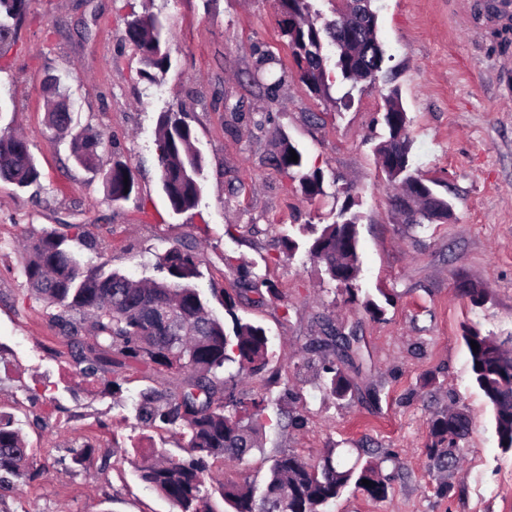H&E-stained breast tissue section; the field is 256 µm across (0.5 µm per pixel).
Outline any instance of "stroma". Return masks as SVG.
<instances>
[{"mask_svg": "<svg viewBox=\"0 0 512 512\" xmlns=\"http://www.w3.org/2000/svg\"><path fill=\"white\" fill-rule=\"evenodd\" d=\"M388 61L375 83L337 108L300 81L280 34L276 0H29L15 46L0 59V125L30 142L41 176L20 188L0 181V410L15 414L43 471L0 495V512H171L138 476L140 458L187 457L179 435L143 432L135 415L149 385L176 391L179 374L112 366L122 385L77 373V346L62 336L23 275V246L60 224L81 225L96 249L78 247L82 262L105 257L111 269L156 277L155 256L184 242L204 253L198 286L223 313L221 294L236 279L225 258L274 282L279 300L240 301L238 313L262 325L274 359L242 375L247 400L287 396L303 426L276 424L244 463H216L212 475L262 480L272 457L295 452L316 459L336 446L346 462L372 454L391 479L382 502L347 489L331 512H512V451L498 446L492 410L473 386L463 329L512 333V77L496 68L500 23L468 16L464 0H374ZM163 17L172 65L148 80V65L125 39L131 14ZM276 59L261 64L253 47ZM57 78L77 127L102 135L99 168L77 166L69 139L47 126L46 83ZM279 82L276 94L265 86ZM398 88L413 141L411 159L440 181L452 204L447 220L402 223L395 187L375 147L385 134L384 99ZM187 115L206 160L198 206L177 214L159 184V112ZM324 174V193L306 199L271 163L280 138ZM130 168L137 197L108 200L102 173L114 161ZM359 211L360 288L394 296L384 316L348 301L305 251L285 257L281 235L301 224H330L345 205ZM484 292L474 305L461 290ZM356 331L362 372L355 395L335 404L316 385L320 362L310 352L323 322ZM470 421L461 460L439 493L440 474L426 445L431 419L448 408ZM149 434V446L136 442ZM91 445L109 455L107 469L71 468L73 450Z\"/></svg>", "mask_w": 512, "mask_h": 512, "instance_id": "35a3bbf8", "label": "stroma"}]
</instances>
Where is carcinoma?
Wrapping results in <instances>:
<instances>
[{
  "label": "carcinoma",
  "mask_w": 512,
  "mask_h": 512,
  "mask_svg": "<svg viewBox=\"0 0 512 512\" xmlns=\"http://www.w3.org/2000/svg\"><path fill=\"white\" fill-rule=\"evenodd\" d=\"M27 2L0 0V57L17 41ZM372 2L349 0L347 19L339 16L321 28L308 21L312 0H278L281 37L291 49L300 80L312 94L343 106L351 101L349 91L333 97L323 56L324 43L335 44L340 33L367 43L356 47L351 56L336 54L335 69L342 80L354 88L362 81L374 82L382 72L385 52L377 37ZM126 37L138 47L147 65L161 73L171 66L166 27L159 16L131 15L126 21ZM63 106L60 101L56 110L48 113L49 127L58 132L74 131L75 162L88 170L97 169L101 134L90 128L74 130L71 112L59 111ZM383 121L387 130L384 141L394 143L400 155L397 167L386 172L388 182L418 184L425 203L430 198L436 202L445 199L436 189V181L423 179L411 167L408 117L396 89L386 96ZM292 150L298 156L295 162L290 160ZM156 151L161 190L173 212L196 208L205 158L194 145V132L184 113H159ZM272 163L298 182L306 198L324 194L323 172L307 168L303 153L289 140H281ZM39 178L29 141L9 126L0 128V180L24 188ZM103 183L107 198L114 203L129 200L135 191L128 166L119 160L104 173ZM359 221L360 216L346 206L334 223L307 239L283 235L282 253L291 257L305 248L338 290L354 299L361 272ZM67 228L74 235L52 230L29 242L23 265L26 283L61 335L77 344L90 336L88 351L77 358L83 378L96 379L107 365L126 363L156 371L173 369L182 375L173 394L158 388L142 391L136 410L142 427L175 431L189 448L186 458L167 457L139 468V478L166 499L174 512H215L211 501L216 493L224 501L225 512H329L351 486L374 501L388 498L391 484L377 462L359 458L348 467L334 447L324 449L314 462L296 453L276 455L261 483H241L227 476L213 483L214 461L243 463L261 445L262 429L269 422L265 415L269 403L282 405L280 398L263 397L247 408L235 392V375H224L232 366L260 373L271 362L274 351L266 330L240 317L237 307L243 294L255 295L253 302L263 305L279 296L278 289L249 269L236 267L239 288L233 294L224 292L221 320L209 309L196 284L202 275L203 257L194 246L180 245L156 255L154 268L163 273L161 279H133L107 269L105 262L83 264L69 242L81 240L89 249L93 244L84 240L80 225ZM323 335L311 346L322 363L320 387L334 400L345 401L353 394L348 370L354 368L358 339L329 322L323 325ZM463 339L473 383L493 411L498 446L512 450V357L498 337L474 327H463ZM473 341L479 345L476 350L471 347ZM468 434L469 421L462 413H443L430 421L428 451L440 471L452 469ZM37 473L18 421L0 414V489L18 479L31 480ZM364 479L370 485L362 484Z\"/></svg>",
  "instance_id": "cac0c4a2"
}]
</instances>
